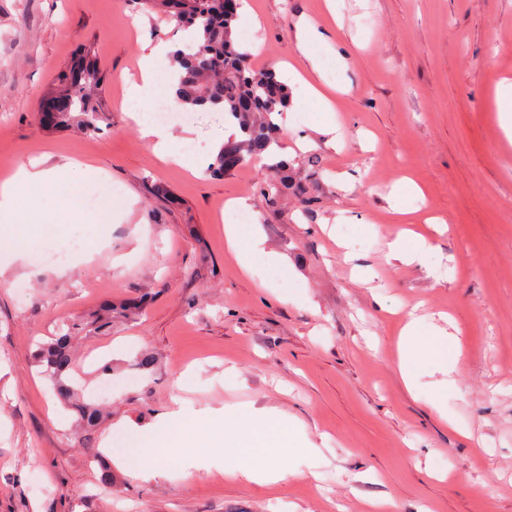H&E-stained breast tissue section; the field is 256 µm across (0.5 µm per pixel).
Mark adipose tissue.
Segmentation results:
<instances>
[{
	"instance_id": "1",
	"label": "adipose tissue",
	"mask_w": 512,
	"mask_h": 512,
	"mask_svg": "<svg viewBox=\"0 0 512 512\" xmlns=\"http://www.w3.org/2000/svg\"><path fill=\"white\" fill-rule=\"evenodd\" d=\"M175 52L172 44L160 42L149 48L141 58L142 78L131 85V97L142 98L153 92L170 73L169 58ZM96 168L70 161L58 170H47L39 163L19 165L14 174L0 183V226L28 224L41 220L51 224L60 220L72 224L88 221L108 224L112 221L111 206H103L92 214H84L74 192L83 179L97 176ZM38 188V202H28L23 190ZM229 245L242 269H250L260 257L279 263L275 253L267 252L265 241L258 231L243 232L240 225L225 227ZM434 248L423 237L398 235L388 244V255L405 264H419L428 273H436ZM399 367L407 389H415L416 378L427 367L440 372L442 378L431 386L433 409L457 433L471 436L469 425L448 410V398L455 391L453 373L465 359V348L457 333L425 323L416 310H409L400 331L397 345ZM277 413L255 410L239 405L212 414L207 421L190 418L180 410L161 416L152 429L133 444L125 457V469L135 479L149 482L165 476L169 467H177L184 476L205 469L204 453L210 448L222 449L225 474L259 486L287 481L290 470L275 460L257 465L252 461L253 448L262 446L270 430L281 426Z\"/></svg>"
}]
</instances>
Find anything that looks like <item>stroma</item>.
Masks as SVG:
<instances>
[{
    "label": "stroma",
    "instance_id": "obj_1",
    "mask_svg": "<svg viewBox=\"0 0 512 512\" xmlns=\"http://www.w3.org/2000/svg\"><path fill=\"white\" fill-rule=\"evenodd\" d=\"M328 9L336 24L312 51L341 90L333 114L287 70L301 62L299 23ZM246 12L239 41L292 92L277 122L297 188L275 196L264 162L193 174L162 162L130 120L148 105L125 93L143 45H180L183 31L134 0H0V177L21 160L76 159L108 175L114 198L111 223L0 238V512H367L383 496L392 512H512V145L498 109L512 0H246ZM88 47L99 132L45 128L44 98ZM187 128L196 158L210 157L224 115L187 113L173 140ZM237 198L287 269L263 258L240 269L224 241ZM404 229L433 244L441 279L386 262ZM30 237L48 260L16 259ZM284 290L293 302L278 301ZM417 302L460 330L448 406L486 450L402 385L396 341ZM107 304L111 328L79 346L83 398L104 410L87 439L34 355ZM232 404L286 418V484L230 482L220 464L142 482L116 463L115 484L100 485L93 457L110 441L179 408L206 417Z\"/></svg>",
    "mask_w": 512,
    "mask_h": 512
}]
</instances>
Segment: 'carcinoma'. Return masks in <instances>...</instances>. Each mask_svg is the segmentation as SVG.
Returning a JSON list of instances; mask_svg holds the SVG:
<instances>
[{"mask_svg": "<svg viewBox=\"0 0 512 512\" xmlns=\"http://www.w3.org/2000/svg\"><path fill=\"white\" fill-rule=\"evenodd\" d=\"M146 8L193 34L192 40L174 53L177 74L173 89L178 102L186 109L222 112L224 120L234 122L240 131L239 138L224 142L211 166L213 173L222 175L281 147L283 131L273 116L288 109L291 96L275 72L254 69L249 52L236 41L239 9L217 14L210 0H150ZM60 82L58 93L70 97L71 103L53 127L99 130L101 116L92 94L100 84L96 66L88 63L64 73ZM73 330L71 325L44 344L38 361L88 433L98 424L99 410L75 398V389L63 382L76 364Z\"/></svg>", "mask_w": 512, "mask_h": 512, "instance_id": "obj_1", "label": "carcinoma"}]
</instances>
